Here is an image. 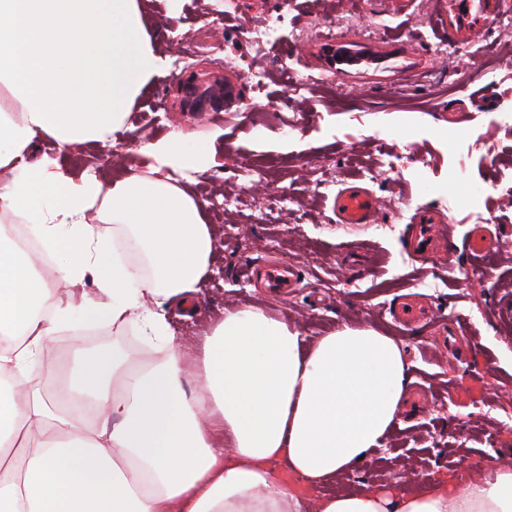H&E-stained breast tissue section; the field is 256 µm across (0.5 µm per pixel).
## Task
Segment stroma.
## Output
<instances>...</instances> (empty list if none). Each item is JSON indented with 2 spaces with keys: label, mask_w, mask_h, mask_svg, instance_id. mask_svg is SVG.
<instances>
[{
  "label": "stroma",
  "mask_w": 512,
  "mask_h": 512,
  "mask_svg": "<svg viewBox=\"0 0 512 512\" xmlns=\"http://www.w3.org/2000/svg\"><path fill=\"white\" fill-rule=\"evenodd\" d=\"M283 17L270 49L246 38L266 16ZM456 0H148L146 22L165 61L190 53L198 69L234 86L219 112H190L177 78H157L138 97L126 130L104 145L58 149L37 142L74 173L95 166L112 179L128 167V149L181 133L206 143L220 167L197 175L204 220L218 233L210 272L192 312L168 320L193 346L224 310L259 306L296 325L306 340L341 325L370 326L403 348L413 388L382 448L333 483L353 493L393 482L415 490L431 476L461 482L463 466L512 461V323L499 307L512 301V129L494 117L512 105V0H486L480 23H461ZM348 41L376 55L374 65L340 66L324 51ZM493 62L495 77L483 74ZM258 161L264 174L250 170ZM395 170L378 175L381 163ZM286 190L279 201L262 178ZM358 186L381 203L375 223H340L338 193ZM479 192L482 216L467 204ZM444 214L452 264L413 259L403 235L416 213ZM282 258L300 286L285 295L246 279V269ZM419 296L442 320L461 322L459 356L436 350L431 326H404L392 312ZM119 348L135 364L156 363L165 349L134 329L104 326L57 338V357L74 346Z\"/></svg>",
  "instance_id": "1"
}]
</instances>
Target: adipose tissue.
<instances>
[{"instance_id":"obj_1","label":"adipose tissue","mask_w":512,"mask_h":512,"mask_svg":"<svg viewBox=\"0 0 512 512\" xmlns=\"http://www.w3.org/2000/svg\"><path fill=\"white\" fill-rule=\"evenodd\" d=\"M163 68L143 0H0V512H512L510 464L463 486L312 497L382 447L410 389L402 348L372 327L309 345L262 308L228 309L186 355L166 311L195 298L216 241L206 200L171 174L214 153L142 141L110 181L32 156L41 139L111 141ZM89 274L96 297L61 298ZM94 324L167 355L137 371L121 350L81 349L58 390L33 381L59 333Z\"/></svg>"}]
</instances>
